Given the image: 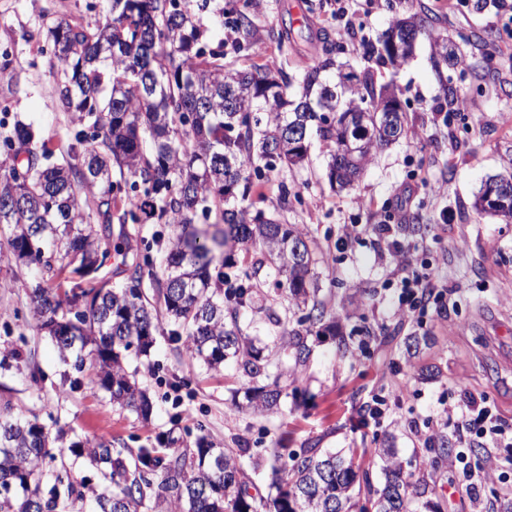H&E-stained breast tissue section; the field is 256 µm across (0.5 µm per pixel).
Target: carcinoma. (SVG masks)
I'll return each mask as SVG.
<instances>
[{
	"mask_svg": "<svg viewBox=\"0 0 512 512\" xmlns=\"http://www.w3.org/2000/svg\"><path fill=\"white\" fill-rule=\"evenodd\" d=\"M103 21L90 26L62 18L48 30L57 75L56 92L76 144L56 159L49 141L35 140L19 121L0 143V231L8 256L34 267V316L63 361L81 370L89 360L98 385L112 402L146 417L152 403L126 367L131 355H149L159 312L141 289L148 259L123 261L126 283H93L107 235L90 224H176L162 276L155 277L165 317L186 330V352L207 369L235 362L244 382L235 409L268 415L280 409L283 368L298 374L307 364L310 338L336 333V310L315 287L318 258L299 224H281L258 206L268 174L302 168L313 142L329 147L331 186L346 189L371 156L406 132V113L388 118L386 96L399 92L365 68L343 71L336 46L323 37L324 59L297 74L278 60L244 67L224 65V42L213 43L199 24L210 12L216 26L229 16L238 49H250L253 21L242 7L214 0H106ZM406 27L430 41L436 73L458 60L448 38L432 35L427 18L395 17L363 57L397 70L413 54L395 56L387 36ZM120 179H113L114 171ZM86 189L92 200L80 195ZM474 208L512 223V204L488 201L480 188ZM213 223L199 230L196 224ZM225 228H220V225ZM234 242L250 253L244 268L224 260ZM281 280L288 315L267 312L279 327L274 347L252 346L245 318L259 305L256 276L266 263ZM50 432L31 420L0 416V512H57L62 498L86 496L82 471L92 468L103 484L92 490L91 512H412L428 491L425 477L406 471L395 448L375 449L384 482L376 487L355 448L323 450L308 442L274 456L269 488L250 498L241 448H221L201 436L178 454L160 446L132 456L106 442L73 441L72 461L44 480L54 458ZM436 469L455 452L453 437L428 440Z\"/></svg>",
	"mask_w": 512,
	"mask_h": 512,
	"instance_id": "cac0c4a2",
	"label": "carcinoma"
}]
</instances>
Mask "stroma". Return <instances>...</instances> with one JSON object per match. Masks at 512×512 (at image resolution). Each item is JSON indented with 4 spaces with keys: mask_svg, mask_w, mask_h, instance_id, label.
Instances as JSON below:
<instances>
[{
    "mask_svg": "<svg viewBox=\"0 0 512 512\" xmlns=\"http://www.w3.org/2000/svg\"><path fill=\"white\" fill-rule=\"evenodd\" d=\"M87 0H0V56L11 61V78L0 79V97L11 100L0 112V139L16 122L32 125L37 137L67 151L72 142L69 115L57 102L56 78L46 33L62 17L95 23L105 11H87ZM252 40L263 55H277L274 32L293 31L294 50L285 62L293 73L322 57L317 31L342 43L338 61L360 70L362 44L373 41L396 16H427L435 31L457 42L464 66L448 68L449 88L465 95L470 109L445 125L436 106L442 95L431 66L428 40L399 71L376 67L378 80H395L408 117V132L377 152L362 177L344 191L331 189L326 158L313 145L310 163L280 169L273 182H285L300 201L281 204L269 191L262 204L268 216L301 225L320 261L321 294L337 310L354 315L339 322L340 336L312 340L310 361L298 385L310 399L294 405L283 399L278 414L253 416L236 411L232 394L240 383L232 368L214 372L188 358L184 340L174 339L161 323L148 363L136 380L153 404L148 419L110 401L96 387V371H76L63 363L51 338L31 314L33 273L0 263V408L12 416L35 418L64 442L109 439L116 448L154 444L158 434L171 438L179 452L198 436L218 446L242 449L245 469L270 449L379 447L392 438L407 470L431 471L436 484L427 494L431 512H489L512 501V466H502L494 483L476 492L449 491L447 470L433 471L432 455L418 431L440 409L470 394L488 395L501 426L512 431V223L478 213L474 195L482 181L502 171L512 154V39L491 12L457 9L453 0H360L353 33L337 30L325 0H253ZM416 191L407 209L399 207L404 186ZM391 214L390 231L378 236L371 210ZM359 225V237L337 247L340 227ZM176 230L170 224L111 225V240L148 255L161 267ZM419 246L420 258L441 259L448 283L442 310L428 311L423 322H399L394 303L399 292L393 267L383 255L389 241ZM426 337L416 353H406L409 336ZM349 353L337 348L339 338ZM40 374L33 382L32 374ZM398 396L379 425L358 426L372 395Z\"/></svg>",
    "mask_w": 512,
    "mask_h": 512,
    "instance_id": "stroma-1",
    "label": "stroma"
}]
</instances>
